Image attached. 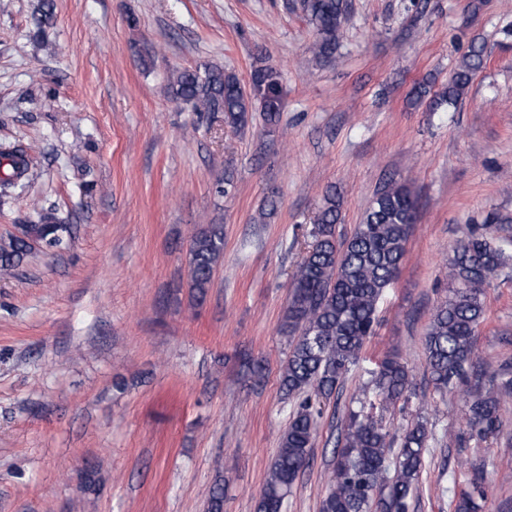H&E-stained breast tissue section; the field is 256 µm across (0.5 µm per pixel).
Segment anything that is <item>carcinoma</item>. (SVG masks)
Instances as JSON below:
<instances>
[{
	"mask_svg": "<svg viewBox=\"0 0 512 512\" xmlns=\"http://www.w3.org/2000/svg\"><path fill=\"white\" fill-rule=\"evenodd\" d=\"M299 7L315 30L309 52L318 61L335 59L343 36L349 0H300ZM55 13L54 0H41L30 23L31 37L39 40ZM484 47L472 45L448 85L432 96L429 107L462 100L473 75L482 68ZM174 99L193 110L224 113V123L244 128L255 105L269 127L279 124L283 108L281 74L264 65L251 73L250 90L236 74L221 67L185 68L171 84ZM29 174V147L0 146V195H8ZM417 217V200L402 183L390 182L376 194L353 234L336 237L341 221L336 194L325 196L314 216L313 241L297 266L281 329L292 336L281 387L288 395L309 391L328 399L353 365L365 341L374 334L378 303L398 277L405 246ZM501 221L489 213L482 227L466 224L460 230L448 276L453 287L435 309L427 328L424 353L434 388L454 393L479 368L476 336L483 321L484 293L490 280L512 266V255L491 225ZM67 226L54 213L40 210L35 224L20 234L0 239V275L10 274L43 244L58 248ZM224 254V225L210 224L195 233L190 244L191 288L204 296ZM489 388L474 389L466 401L465 419L470 435L485 438L502 430L499 408L512 391V375L501 369L489 375ZM375 400L388 407L406 398L409 371L396 356L382 359L371 372ZM316 417L305 398L284 431L272 462L256 512H282L284 501L300 474L309 465ZM429 451V434L422 421L408 423L395 436L365 413V406L348 413L336 438L335 461L321 512H410ZM487 497L481 482L461 490L453 512H480Z\"/></svg>",
	"mask_w": 512,
	"mask_h": 512,
	"instance_id": "cac0c4a2",
	"label": "carcinoma"
}]
</instances>
